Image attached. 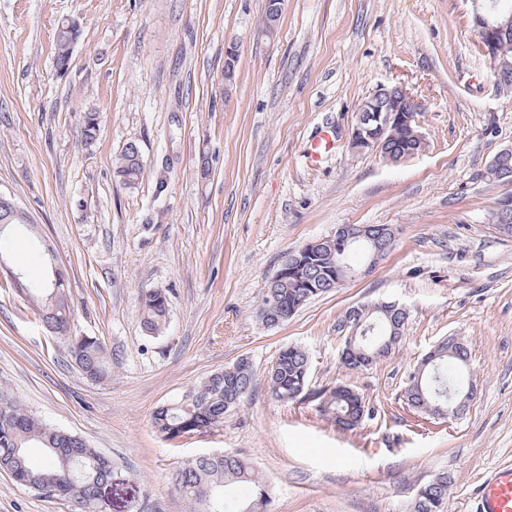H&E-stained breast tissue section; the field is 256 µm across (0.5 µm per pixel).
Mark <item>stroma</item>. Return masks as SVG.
<instances>
[{
    "label": "stroma",
    "mask_w": 512,
    "mask_h": 512,
    "mask_svg": "<svg viewBox=\"0 0 512 512\" xmlns=\"http://www.w3.org/2000/svg\"><path fill=\"white\" fill-rule=\"evenodd\" d=\"M0 0V192L37 224L0 237L29 281L65 270L74 330L113 352L112 376L82 377L65 343L0 275V388L112 462V512H189L173 475L194 457L234 452L267 480L268 512H407L448 475L447 512H476L482 480L512 463V237L490 221L512 186L493 181L512 147V93L498 92L470 0ZM82 36L67 72L58 25ZM235 48V80L224 56ZM424 105L426 145L393 165L350 146L358 109L382 84ZM99 117L93 144L84 113ZM333 133L320 161L310 146ZM144 175L114 174L126 144ZM340 224H386L396 245L369 272L313 299L288 322L256 317L288 252ZM159 289L169 326L140 327L139 295ZM396 301L404 341L371 369L340 364L336 324L352 306ZM463 339L477 399L459 419L408 408L413 366ZM304 347L309 387L343 383L374 407L336 428L310 395L284 403L263 380L283 347ZM253 364V392L224 426L170 444L152 414L211 371ZM0 512H74L0 470Z\"/></svg>",
    "instance_id": "stroma-1"
}]
</instances>
